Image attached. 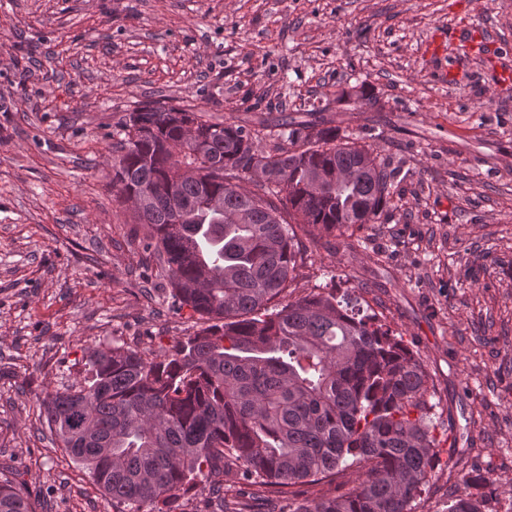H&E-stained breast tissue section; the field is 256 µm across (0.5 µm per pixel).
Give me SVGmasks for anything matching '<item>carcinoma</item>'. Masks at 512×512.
<instances>
[{
    "instance_id": "carcinoma-1",
    "label": "carcinoma",
    "mask_w": 512,
    "mask_h": 512,
    "mask_svg": "<svg viewBox=\"0 0 512 512\" xmlns=\"http://www.w3.org/2000/svg\"><path fill=\"white\" fill-rule=\"evenodd\" d=\"M400 172L324 122L282 115L264 131L159 103L126 114L112 187L153 198L134 214L143 248L207 326L157 354L98 346L83 379L42 399L59 447L120 512H178L201 478L212 512H275L303 482L319 495L292 512H413L439 453L420 357L355 293L290 291L302 239L378 223ZM494 493L471 474L448 512H484ZM0 512L32 510L1 483Z\"/></svg>"
}]
</instances>
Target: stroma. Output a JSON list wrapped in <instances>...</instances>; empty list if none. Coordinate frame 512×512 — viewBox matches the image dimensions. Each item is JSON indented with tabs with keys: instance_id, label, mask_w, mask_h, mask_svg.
Wrapping results in <instances>:
<instances>
[{
	"instance_id": "stroma-1",
	"label": "stroma",
	"mask_w": 512,
	"mask_h": 512,
	"mask_svg": "<svg viewBox=\"0 0 512 512\" xmlns=\"http://www.w3.org/2000/svg\"><path fill=\"white\" fill-rule=\"evenodd\" d=\"M462 21L512 62V0H0V481L32 512H116L45 394L98 345L199 327L168 289L143 296L157 268L112 189V135L153 100L255 128L316 115L406 170L379 223L308 246L295 294L359 287L429 372L440 448L413 512H446L473 470L512 512V85L425 54Z\"/></svg>"
}]
</instances>
